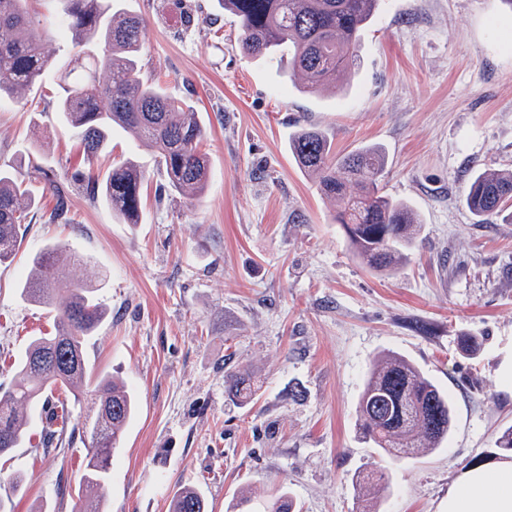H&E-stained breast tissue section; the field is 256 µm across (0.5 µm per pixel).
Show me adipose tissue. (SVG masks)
Instances as JSON below:
<instances>
[{
	"mask_svg": "<svg viewBox=\"0 0 512 512\" xmlns=\"http://www.w3.org/2000/svg\"><path fill=\"white\" fill-rule=\"evenodd\" d=\"M443 512H512V460L463 470L448 489Z\"/></svg>",
	"mask_w": 512,
	"mask_h": 512,
	"instance_id": "adipose-tissue-1",
	"label": "adipose tissue"
}]
</instances>
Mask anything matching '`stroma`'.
<instances>
[{
    "label": "stroma",
    "instance_id": "stroma-1",
    "mask_svg": "<svg viewBox=\"0 0 512 512\" xmlns=\"http://www.w3.org/2000/svg\"><path fill=\"white\" fill-rule=\"evenodd\" d=\"M146 20L145 72L189 99L206 126L200 200L171 196L156 152L124 133L86 159L55 105L48 73L29 103L0 100V165L35 157L48 179L15 262L0 266V386L55 315L19 295L28 258L60 243L82 258L67 279L93 284L107 317L87 344L95 371L133 389L129 421L102 490L105 512H168L195 488L208 512H362L351 478L383 463L359 431L374 357L399 353L452 397L445 449L386 465L381 512H442L466 464L512 425V223H478L465 192L480 168L512 166V7L505 0H380L363 31L347 92H302L280 52L253 59L216 0H186L180 25L165 0H120ZM300 124L337 152L382 145L386 195L420 217L418 246L385 276L354 256L335 207L288 150ZM144 170L141 221L123 223L72 173ZM484 337L474 356L462 334ZM248 371L259 392L239 403L226 381ZM42 423L0 459L13 512H71L87 450L45 452ZM26 478L11 493L8 474ZM248 507H241L242 495Z\"/></svg>",
    "mask_w": 512,
    "mask_h": 512
}]
</instances>
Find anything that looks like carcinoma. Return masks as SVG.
<instances>
[{"label":"carcinoma","mask_w":512,"mask_h":512,"mask_svg":"<svg viewBox=\"0 0 512 512\" xmlns=\"http://www.w3.org/2000/svg\"><path fill=\"white\" fill-rule=\"evenodd\" d=\"M28 0H0V99H21L51 68L61 72L56 108L61 120L75 130L84 153L91 158L106 149L119 128L154 148L170 193L198 199L204 191L208 158L202 152L206 127L193 106L171 97L147 79L140 64L145 19L129 15L114 0H66V18L59 30L79 47L80 68L52 60L46 50L47 32L38 31L26 8ZM379 0H217L239 22L238 44L253 58L288 50V71L300 75L304 88L343 91L355 65L361 32ZM108 74L97 81V71ZM296 164L317 183L320 193L336 203V223L343 225L355 257L369 269L393 274L416 246L419 220L408 205L381 192L385 154L374 145L339 156L325 131L299 125L288 137ZM128 224L140 217L143 174L124 161L100 177L80 174ZM465 203L477 222L500 216L512 207V168L481 169L475 173ZM21 166L0 167V266L11 264L20 244L21 226L34 208ZM63 250L46 245L31 256L33 272L20 296L57 311L49 336H34L15 363L16 380L0 389V457L22 447L28 437L29 411L52 404L50 420L58 425L45 432V450L59 449L71 418L68 400L55 396L70 392L75 401L95 400L93 416L81 422L82 441L88 442L85 473L72 512H104L102 486L120 447L122 435L135 413L134 396L111 376L90 369L86 345L106 316L96 295L98 288L69 282L59 275ZM461 351L477 354L483 337H459ZM52 362L35 369L34 361ZM243 403L257 388L240 374L230 386ZM359 422L380 455L393 461L431 453L448 439L453 424L452 402L414 362L387 353L373 360L359 400ZM499 455L512 459V426L494 441ZM352 484L366 502L365 512H378L385 474H355ZM170 512H206L194 489L178 490Z\"/></svg>","instance_id":"obj_1"}]
</instances>
